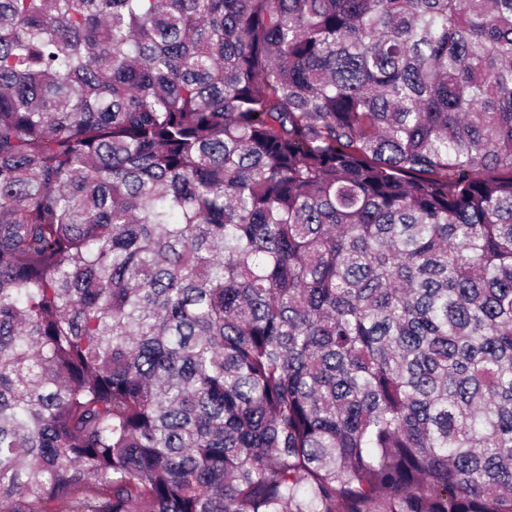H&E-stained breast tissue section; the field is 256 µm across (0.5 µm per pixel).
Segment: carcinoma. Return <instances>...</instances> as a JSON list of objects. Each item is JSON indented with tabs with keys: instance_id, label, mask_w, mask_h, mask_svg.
I'll list each match as a JSON object with an SVG mask.
<instances>
[{
	"instance_id": "carcinoma-1",
	"label": "carcinoma",
	"mask_w": 512,
	"mask_h": 512,
	"mask_svg": "<svg viewBox=\"0 0 512 512\" xmlns=\"http://www.w3.org/2000/svg\"><path fill=\"white\" fill-rule=\"evenodd\" d=\"M0 512H512V0H0Z\"/></svg>"
}]
</instances>
